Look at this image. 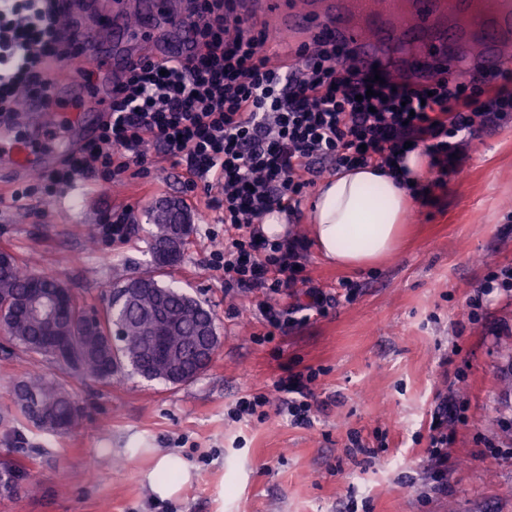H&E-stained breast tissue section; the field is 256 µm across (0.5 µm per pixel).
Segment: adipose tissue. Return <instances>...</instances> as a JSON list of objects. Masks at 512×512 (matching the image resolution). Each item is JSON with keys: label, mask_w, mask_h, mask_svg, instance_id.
<instances>
[{"label": "adipose tissue", "mask_w": 512, "mask_h": 512, "mask_svg": "<svg viewBox=\"0 0 512 512\" xmlns=\"http://www.w3.org/2000/svg\"><path fill=\"white\" fill-rule=\"evenodd\" d=\"M426 170V157L413 150L397 171L363 167L339 171L323 181L309 211L320 255L336 266L357 269L394 252L413 205L411 188L422 184ZM192 478L180 455L165 453L146 482L151 496L164 501L176 497Z\"/></svg>", "instance_id": "adipose-tissue-1"}]
</instances>
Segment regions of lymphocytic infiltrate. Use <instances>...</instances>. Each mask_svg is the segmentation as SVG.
Wrapping results in <instances>:
<instances>
[{"label":"lymphocytic infiltrate","mask_w":512,"mask_h":512,"mask_svg":"<svg viewBox=\"0 0 512 512\" xmlns=\"http://www.w3.org/2000/svg\"><path fill=\"white\" fill-rule=\"evenodd\" d=\"M61 0H0V112L17 109L20 93L48 81L45 63L74 56L56 31ZM234 0H193V31L202 45L192 59L133 62L117 86L96 139L43 175L53 197L77 177L105 169L115 179L161 147L184 166L189 184L203 182L207 208L224 212V248L213 268L224 288L259 293L262 322L283 332L324 315L336 296L298 267L305 239L265 237L259 225L273 210L294 211L324 169L394 168L405 144L422 147L434 186L456 173L460 142L512 116V90L478 73L408 87L341 67L342 48L314 37L272 60L265 29L235 15ZM304 285L306 302L285 304ZM316 371L275 383L276 411L311 426Z\"/></svg>","instance_id":"1"}]
</instances>
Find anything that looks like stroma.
I'll return each mask as SVG.
<instances>
[{
  "mask_svg": "<svg viewBox=\"0 0 512 512\" xmlns=\"http://www.w3.org/2000/svg\"><path fill=\"white\" fill-rule=\"evenodd\" d=\"M146 173L82 179L66 214L37 194L0 207V250L54 273L86 306L102 308L111 286L151 274L150 240L87 241L112 211L145 223L156 201L192 205L202 187L183 166L149 149ZM218 213L195 209L177 286L216 316L220 345L195 381L171 386L130 374L80 380L48 360L33 362L0 336V414L12 410L16 377L39 364L83 409L79 427L27 432L19 458L34 491L0 496V512H512V299L478 321L470 299L488 272L512 264V122L480 129L457 173L416 201L400 249L346 270L309 247L304 274L325 290L352 286V302L266 338L258 295L225 291L211 268L224 246ZM318 371L310 427L275 408L238 422L227 410L248 393L273 394L289 372ZM462 406L444 476L425 461L440 398ZM181 454L196 478L172 500L153 501L144 482L157 455Z\"/></svg>",
  "mask_w": 512,
  "mask_h": 512,
  "instance_id": "obj_1",
  "label": "stroma"
}]
</instances>
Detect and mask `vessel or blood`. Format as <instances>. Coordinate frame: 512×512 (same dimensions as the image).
<instances>
[{
  "instance_id": "vessel-or-blood-1",
  "label": "vessel or blood",
  "mask_w": 512,
  "mask_h": 512,
  "mask_svg": "<svg viewBox=\"0 0 512 512\" xmlns=\"http://www.w3.org/2000/svg\"><path fill=\"white\" fill-rule=\"evenodd\" d=\"M471 5L472 0H411L406 10L399 0H237L236 9L240 17L270 26L278 41L292 45L324 35L344 47L355 70L365 73L384 65L394 80L413 86L447 76L468 77L478 51L484 72L512 66V0H496L484 16L472 14ZM167 13V0H150L148 11L136 27L126 28V36L157 39L165 58L194 56L199 47L185 20H176V35L161 37L160 22ZM58 34L80 44L79 59L101 68L92 32L65 25ZM70 102L69 86L50 79L44 90L28 96L13 124L0 126V165L9 175L17 179L31 169L60 163L64 153L49 143L50 133L61 140L76 126L93 133L94 123L82 112L69 111Z\"/></svg>"
}]
</instances>
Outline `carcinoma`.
Segmentation results:
<instances>
[{
  "instance_id": "1",
  "label": "carcinoma",
  "mask_w": 512,
  "mask_h": 512,
  "mask_svg": "<svg viewBox=\"0 0 512 512\" xmlns=\"http://www.w3.org/2000/svg\"><path fill=\"white\" fill-rule=\"evenodd\" d=\"M147 219L156 271L179 266L191 235L183 230V225L192 223L188 207L180 200H161ZM23 263L15 256L9 270L0 273V316L7 336L26 353L45 357L79 378L100 382L131 372L180 385L211 366L214 343L219 340L213 313L188 294L161 284L154 275L130 278L113 290L92 323L85 305L75 301L69 318L61 321L63 331L75 336V359H57L45 350L39 328L14 314V308L23 305L34 280H41L45 288H54L61 280L28 272ZM12 399L20 418L46 433L63 434L82 421L72 394L42 371L20 375L12 386ZM5 478L17 494L34 487L30 470L22 463L6 472Z\"/></svg>"
}]
</instances>
